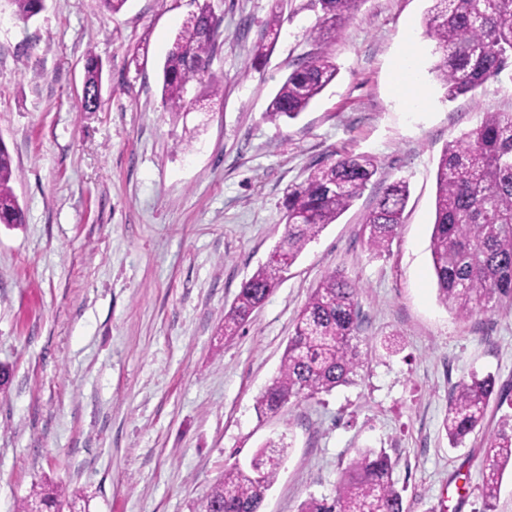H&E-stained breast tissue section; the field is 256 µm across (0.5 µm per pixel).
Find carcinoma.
Masks as SVG:
<instances>
[{
	"label": "carcinoma",
	"mask_w": 512,
	"mask_h": 512,
	"mask_svg": "<svg viewBox=\"0 0 512 512\" xmlns=\"http://www.w3.org/2000/svg\"><path fill=\"white\" fill-rule=\"evenodd\" d=\"M362 0H318L322 21L313 30L324 50L301 60L269 103L271 120L297 119L333 81L336 64L326 47ZM426 32L436 43L432 72L448 100L472 94L499 77L512 57V0H431ZM24 21L37 16L43 0H12ZM282 0H274L255 46L264 55L280 31ZM220 37L209 0H203L176 33L162 65V100L172 116L193 109L223 91V77L211 64ZM102 62L88 56L84 85L102 90ZM368 156L344 157L310 171L303 183L288 189L282 237L290 261L266 262L241 283L224 311V340L237 335L275 291L306 245L348 210L377 173ZM13 160L0 141V224H22L24 211L11 182ZM435 221L429 250L439 299L461 319L495 312L512 301V113L487 112L481 123L448 142L437 165ZM404 181L386 186L364 219L368 249L379 253L395 237L409 198ZM361 285L339 271L329 272L297 315L277 376L258 396L260 413H276L292 401L314 399L354 382L363 360L358 345ZM496 391L493 375L474 373L448 398L443 427L456 448L481 426ZM290 444L287 435L266 441L250 467L224 471L200 498L196 512H260L267 491ZM397 462L382 449L361 450L342 472L336 495L311 497L298 512H404L402 490L394 479ZM512 469V415L502 418L483 463L478 487L482 512H495L503 478ZM64 492L60 486L35 490L18 512H45Z\"/></svg>",
	"instance_id": "carcinoma-1"
}]
</instances>
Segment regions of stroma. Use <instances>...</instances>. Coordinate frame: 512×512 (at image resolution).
<instances>
[{"mask_svg": "<svg viewBox=\"0 0 512 512\" xmlns=\"http://www.w3.org/2000/svg\"><path fill=\"white\" fill-rule=\"evenodd\" d=\"M223 95L172 117L162 61L196 0H45L30 21L0 0V140L22 224H0V512L58 484L53 512H193L225 468L267 439L290 448L262 512L334 495L365 448L397 461L405 512H480L477 488L504 414L490 403L459 448L448 397L490 373L512 399V306L469 320L437 298L429 250L437 162L482 121L512 113L507 75L448 101L431 71L430 0H363L331 50L338 74L294 121L266 118L321 11L285 0L264 57L272 0H210ZM418 58L409 104L397 64ZM104 65L102 104L81 108L84 63ZM345 156L376 158L363 194L309 243L233 340L224 309L280 240L289 187ZM403 179L404 222L371 254L362 220ZM333 270L362 287L364 360L353 384L258 413L298 312ZM283 10V3L281 0H274V6L271 9L269 19L261 33L258 43L255 46L256 57H262L264 50L272 44L280 31V19Z\"/></svg>", "mask_w": 512, "mask_h": 512, "instance_id": "stroma-1", "label": "stroma"}]
</instances>
